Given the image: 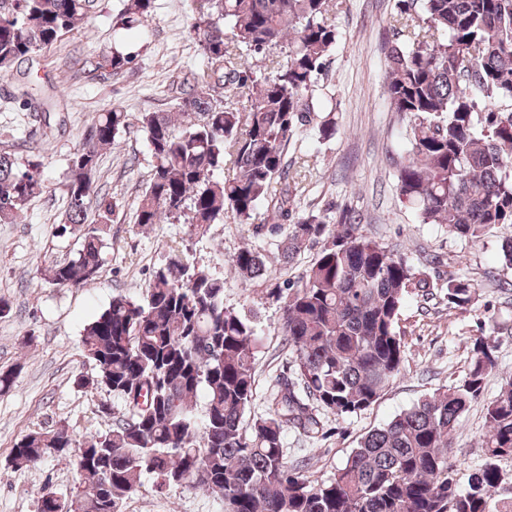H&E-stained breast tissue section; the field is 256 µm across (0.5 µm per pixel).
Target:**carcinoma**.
<instances>
[{"instance_id": "1", "label": "carcinoma", "mask_w": 512, "mask_h": 512, "mask_svg": "<svg viewBox=\"0 0 512 512\" xmlns=\"http://www.w3.org/2000/svg\"><path fill=\"white\" fill-rule=\"evenodd\" d=\"M93 0H0V75L33 63L61 34L78 28ZM387 42L385 93L406 123L407 156L396 170L402 203L422 224L479 243L512 224V0H398ZM154 0H128L115 26L130 30ZM189 37L214 83L248 90L243 109L211 98L186 77L173 112H142L137 130L153 164L134 223H187L197 235L226 218L282 234L291 262L322 240L293 285L277 282L265 255L249 245L229 260L247 282L274 283L279 333L293 376L266 416L245 420L256 390L263 333L257 313L224 304V279L176 252L155 269L140 298L118 294L84 329L95 375L75 383L122 398L127 416L104 434L79 436L60 424L15 443L10 462L29 467L45 456L71 459L75 493L43 488L38 512H124L146 475L164 493L189 486L222 500L224 512H512V495L495 498L512 459V375L485 408L481 469L460 483L452 440L460 417L484 392L496 367V341L476 336L465 376L439 388L365 435L332 477L312 478L309 460L288 464L283 438L293 429L325 435L323 415L369 409L401 374L398 330L407 297H442L453 309L476 303L469 280L433 283L401 256L368 238L351 210L334 227L318 214L296 217L297 182L288 145L328 104L314 95L336 43L332 0H194ZM268 76L228 65L233 56L267 58ZM132 57L120 51L95 67L118 74ZM131 123L112 108L97 115L71 158L68 205L59 234L82 240L76 254L51 265L46 281L83 288L102 264L112 204L95 185L100 153ZM232 166L235 174H216ZM44 190L40 155L20 162L0 152V221L22 218Z\"/></svg>"}]
</instances>
